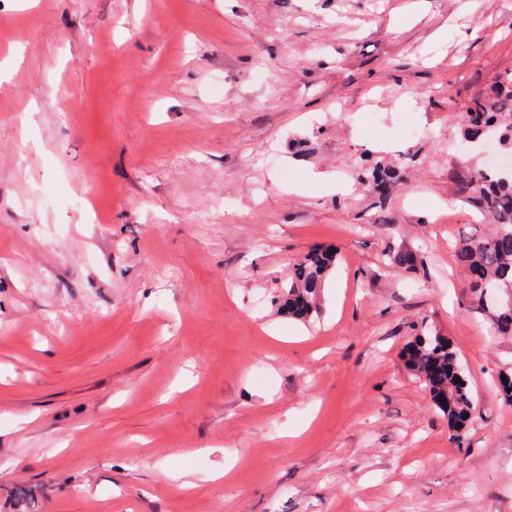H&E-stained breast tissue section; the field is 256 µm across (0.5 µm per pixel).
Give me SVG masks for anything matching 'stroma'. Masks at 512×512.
I'll list each match as a JSON object with an SVG mask.
<instances>
[{"label":"stroma","mask_w":512,"mask_h":512,"mask_svg":"<svg viewBox=\"0 0 512 512\" xmlns=\"http://www.w3.org/2000/svg\"><path fill=\"white\" fill-rule=\"evenodd\" d=\"M1 59L0 512H512V336L455 256L493 229L461 114L512 0H0ZM426 329L459 438L404 364ZM336 261V252L319 249L307 254L293 265L281 300L282 307L288 315L299 319H307L313 315L314 301ZM403 358L406 368L423 381L434 407L448 418L449 429L462 432L473 419L475 404L450 339L424 330L407 344Z\"/></svg>","instance_id":"1"}]
</instances>
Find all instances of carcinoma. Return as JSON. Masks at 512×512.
Segmentation results:
<instances>
[{"label": "carcinoma", "instance_id": "cac0c4a2", "mask_svg": "<svg viewBox=\"0 0 512 512\" xmlns=\"http://www.w3.org/2000/svg\"><path fill=\"white\" fill-rule=\"evenodd\" d=\"M462 123L464 140L489 135L503 150L512 152V75L499 81L490 95L475 99L462 114ZM393 177L394 170L378 160L368 183L381 192ZM465 193L494 224L490 236L467 239L456 251L457 261L469 277L472 298L481 307L483 300L495 294L512 295V168L474 169ZM336 261V252L319 249L293 265L282 296V307L289 315L299 319L313 315L315 299ZM488 312L496 331L511 336L512 308H490ZM403 358L406 368L423 381L434 407L448 418L449 429L462 432L473 419L475 404L450 339L425 330L407 344Z\"/></svg>", "mask_w": 512, "mask_h": 512}]
</instances>
